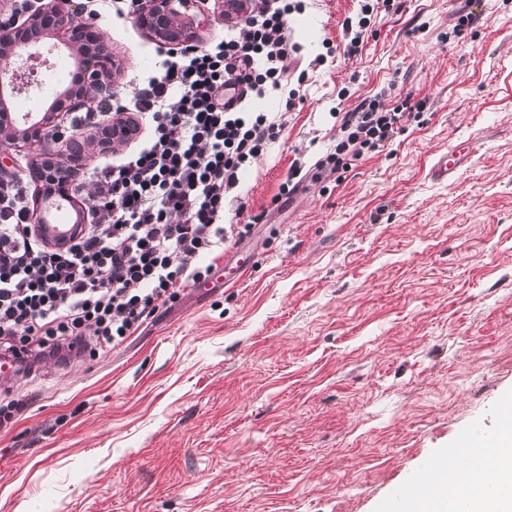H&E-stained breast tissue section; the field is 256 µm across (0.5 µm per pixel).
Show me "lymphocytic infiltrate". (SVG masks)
I'll list each match as a JSON object with an SVG mask.
<instances>
[{
  "instance_id": "1",
  "label": "lymphocytic infiltrate",
  "mask_w": 512,
  "mask_h": 512,
  "mask_svg": "<svg viewBox=\"0 0 512 512\" xmlns=\"http://www.w3.org/2000/svg\"><path fill=\"white\" fill-rule=\"evenodd\" d=\"M301 9V0H260L222 38L167 48L150 75L114 99V117L149 132L94 167L92 220L63 244L31 224L26 180L0 175V357L25 370L89 339L115 348L178 291L208 280L225 243L249 230L228 223V201L295 107L288 65L301 46L289 18ZM275 92L283 111L258 110ZM413 110L407 100H363L344 115L320 169L382 151Z\"/></svg>"
}]
</instances>
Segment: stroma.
Listing matches in <instances>:
<instances>
[{
  "label": "stroma",
  "instance_id": "stroma-1",
  "mask_svg": "<svg viewBox=\"0 0 512 512\" xmlns=\"http://www.w3.org/2000/svg\"><path fill=\"white\" fill-rule=\"evenodd\" d=\"M358 0H308L292 28L303 97L243 176L256 217L224 258L245 281L180 290L111 351L48 360L0 387V512H376L512 395V0H399L358 53ZM473 22L455 33L459 10ZM118 87L162 40L94 20ZM33 101L48 105L68 49ZM345 98H338L339 90ZM424 102L384 151L305 179L341 115L380 91ZM472 142L460 171L434 158ZM465 150L466 148H455L438 157L431 167V175L436 179H447L453 174L460 156L466 152Z\"/></svg>",
  "mask_w": 512,
  "mask_h": 512
}]
</instances>
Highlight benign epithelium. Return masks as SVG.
Segmentation results:
<instances>
[{
    "label": "benign epithelium",
    "instance_id": "1",
    "mask_svg": "<svg viewBox=\"0 0 512 512\" xmlns=\"http://www.w3.org/2000/svg\"><path fill=\"white\" fill-rule=\"evenodd\" d=\"M253 0H224V19L232 20L252 6ZM71 0H45L39 11L21 26L0 25V109L7 108L6 99L28 91L21 78L23 71L46 64L42 46L32 36L60 31L64 35L61 44L69 48L83 44L88 36L99 45L97 51L81 60L84 74L81 90L71 88L53 97L42 112H27L14 115L6 111L0 117V145L21 141L32 143L42 151L44 157L52 158L51 171L35 168L38 180L43 181L52 174L56 187L46 195L36 196L37 223H54V205L60 201L72 202L69 195L67 173L84 167L85 154L99 149L98 138L80 142H65L52 134L56 116L61 112L80 111L88 107L94 96L112 94V71L116 67L112 54L107 50L102 37L93 27L84 26L70 9ZM190 0H143L138 14V24L148 33L172 44H182L194 37L193 29L205 24L189 14ZM131 136L130 125L121 120L113 121L107 129L106 138L116 145Z\"/></svg>",
    "mask_w": 512,
    "mask_h": 512
}]
</instances>
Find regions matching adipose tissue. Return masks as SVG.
I'll return each mask as SVG.
<instances>
[{"label":"adipose tissue","mask_w":512,"mask_h":512,"mask_svg":"<svg viewBox=\"0 0 512 512\" xmlns=\"http://www.w3.org/2000/svg\"><path fill=\"white\" fill-rule=\"evenodd\" d=\"M496 447L487 449V469L461 470L447 457H438L420 479L425 490L418 512H446L448 498L459 485H467L464 512H512V430L495 428Z\"/></svg>","instance_id":"ef3b65f1"}]
</instances>
